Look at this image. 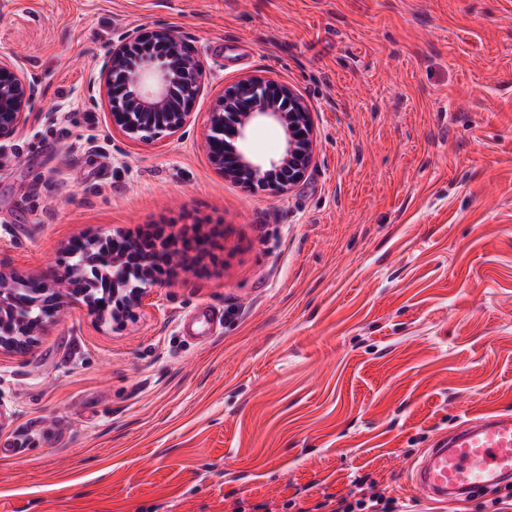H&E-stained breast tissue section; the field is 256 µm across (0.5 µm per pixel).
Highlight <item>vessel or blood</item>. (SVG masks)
<instances>
[{
	"instance_id": "b4317fda",
	"label": "vessel or blood",
	"mask_w": 512,
	"mask_h": 512,
	"mask_svg": "<svg viewBox=\"0 0 512 512\" xmlns=\"http://www.w3.org/2000/svg\"><path fill=\"white\" fill-rule=\"evenodd\" d=\"M424 499L454 502L512 483V413L488 411L459 423L425 449L409 474Z\"/></svg>"
}]
</instances>
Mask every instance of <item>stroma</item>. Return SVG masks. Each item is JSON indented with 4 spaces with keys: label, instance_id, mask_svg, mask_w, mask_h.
<instances>
[{
    "label": "stroma",
    "instance_id": "stroma-1",
    "mask_svg": "<svg viewBox=\"0 0 512 512\" xmlns=\"http://www.w3.org/2000/svg\"><path fill=\"white\" fill-rule=\"evenodd\" d=\"M163 28L203 66L197 118L131 140L89 88ZM0 54L38 82L0 153L1 270L65 273L109 230L206 239L124 322L82 296L0 355V512H312L363 478L407 512H481L408 475L461 417L512 412V0H0ZM250 75L311 108L282 193L205 146ZM102 247L92 243V240L77 239L70 247L69 251L73 255H77L75 259H83L87 262L88 266L98 268L101 272L109 271L107 265L97 264V258L100 256Z\"/></svg>",
    "mask_w": 512,
    "mask_h": 512
}]
</instances>
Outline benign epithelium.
Masks as SVG:
<instances>
[{
	"instance_id": "1",
	"label": "benign epithelium",
	"mask_w": 512,
	"mask_h": 512,
	"mask_svg": "<svg viewBox=\"0 0 512 512\" xmlns=\"http://www.w3.org/2000/svg\"><path fill=\"white\" fill-rule=\"evenodd\" d=\"M151 40L161 46V52L145 50L132 55V48L143 41L136 34L112 47L99 69V89L112 103V127L132 140L179 133L191 121L188 105L204 85L198 57L177 35L157 30ZM36 93L17 59L0 55V142L12 139L24 124ZM258 124L281 130L279 154L261 158L249 151V134ZM206 125V148L226 179L238 182L246 177L280 193L302 180L314 158L308 103L294 89L272 79L244 77L226 87L220 109L208 113ZM58 282L54 271L42 277L40 293L28 307H41L44 314L28 318L18 314V289L12 275L0 271V318L8 311L16 325L11 332H0V353L24 352L44 324L71 300V295L56 288ZM144 294L145 289L135 288L124 299L118 289H112V319H120L128 306L140 305Z\"/></svg>"
}]
</instances>
